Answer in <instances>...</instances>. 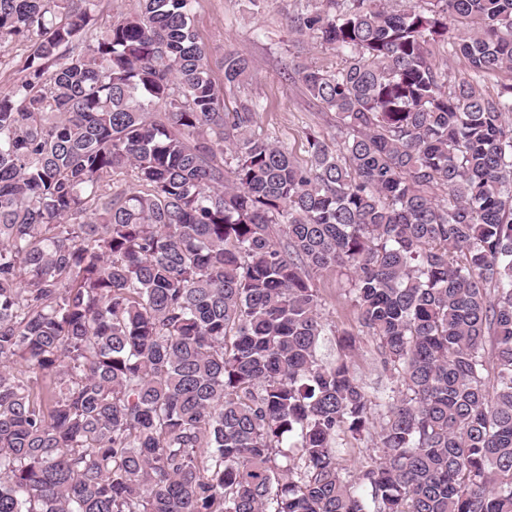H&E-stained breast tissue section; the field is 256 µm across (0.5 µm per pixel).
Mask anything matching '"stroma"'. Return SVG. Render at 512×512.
Masks as SVG:
<instances>
[{"label":"stroma","instance_id":"1","mask_svg":"<svg viewBox=\"0 0 512 512\" xmlns=\"http://www.w3.org/2000/svg\"><path fill=\"white\" fill-rule=\"evenodd\" d=\"M297 3L298 0H266L258 10L250 0H194L193 19L199 38L208 49L216 81L224 79L225 53L243 55L254 63L251 80L226 97L227 107H234L240 99L260 98L264 109L257 115L258 125L303 162L308 158L307 132L335 134L336 121L333 113L324 110L299 82L289 80L288 71L296 61L332 69L337 58L333 51L312 44L299 51L289 43L288 21ZM315 285L324 322L340 331L360 332L345 271L323 272ZM353 370L367 391L391 385L371 340H364L355 352Z\"/></svg>","mask_w":512,"mask_h":512}]
</instances>
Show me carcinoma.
Instances as JSON below:
<instances>
[{
  "mask_svg": "<svg viewBox=\"0 0 512 512\" xmlns=\"http://www.w3.org/2000/svg\"><path fill=\"white\" fill-rule=\"evenodd\" d=\"M0 0V512H512V0H305L298 162L192 0ZM462 32L449 36V22ZM472 78L448 83L432 47ZM341 268L398 386L357 380ZM342 354L319 363L324 336ZM378 460L348 473L342 442ZM26 45L18 42H6L0 47V91L7 90L23 76L22 66L28 54ZM315 285L320 299V312L325 323L335 326L336 330H348L360 333L363 343L355 352L353 370L355 376L369 393L378 388H390L391 383L388 374L382 367L377 357L373 343L368 337L362 336V328L357 319V311L353 306L349 295L350 284L346 272L333 269L323 272L315 278Z\"/></svg>",
  "mask_w": 512,
  "mask_h": 512,
  "instance_id": "carcinoma-1",
  "label": "carcinoma"
}]
</instances>
